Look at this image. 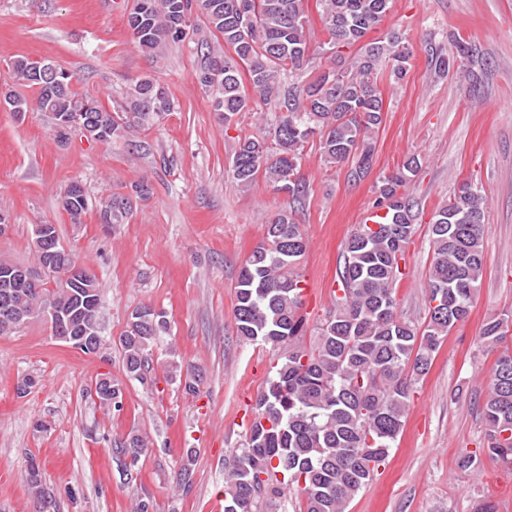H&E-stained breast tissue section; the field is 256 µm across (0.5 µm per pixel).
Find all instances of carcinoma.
I'll use <instances>...</instances> for the list:
<instances>
[{
	"instance_id": "1",
	"label": "carcinoma",
	"mask_w": 512,
	"mask_h": 512,
	"mask_svg": "<svg viewBox=\"0 0 512 512\" xmlns=\"http://www.w3.org/2000/svg\"><path fill=\"white\" fill-rule=\"evenodd\" d=\"M336 49L361 42L390 9L391 0H317ZM211 32L224 47L197 42L202 63L196 75L211 108L224 123L242 112L271 107L275 120L263 133L240 140L231 158L235 182L242 188L264 176L274 188L298 202L308 185L298 165L304 144L319 139L320 158L328 165L351 163L354 178L365 177L373 163V134L382 123L383 100L376 75L384 63L392 76L406 74L409 53L399 37L371 41L349 60L335 55L331 68L310 83L285 80L309 63L303 0H201ZM192 0H135L127 23L142 52L157 55L163 46L185 37L175 27ZM455 52L439 56L434 71L449 72L458 57H477V48L455 39ZM60 84L39 77L37 61L20 57L10 63V78L35 89L33 99L9 92L0 103L23 115L42 112L55 125L85 112L108 143L122 132L152 126L172 110L157 81L138 80L127 91L122 122L98 100L73 89V74L58 69ZM418 168L408 159L384 177L380 197L389 214L374 226L359 225L345 246L340 272L341 295L319 328L316 344L306 348L303 332L302 275L298 263L306 250L295 207L278 211L265 235L244 260L235 291L238 335L245 341L281 351L265 389L255 400L254 419L245 439L224 468V512H278L287 494L297 491L301 512H347L357 493L385 463L403 427L412 386L425 376L445 337L465 321L485 264L481 230L487 200L471 182H463L438 209L430 224L434 261L429 271L426 325L418 329L397 311L398 259L414 231L413 205L399 189ZM99 203L102 224H121L133 202ZM71 223H82L88 210L83 187L70 185L61 200ZM53 286L17 285L9 299L34 317L46 308L78 306L81 288L67 271H57ZM512 316L495 317L484 326V343L495 348L507 336ZM167 332L158 328L156 312L143 306L131 313L120 337L125 375L144 382L151 374L150 351ZM170 378L193 393L195 368L172 361ZM101 403L121 391L122 382L103 374L95 381ZM488 453L512 461V353L497 358L483 406ZM145 447L130 432L112 449L115 463L127 473ZM131 456V463L123 457ZM33 512H57L53 493L42 476H27Z\"/></svg>"
}]
</instances>
